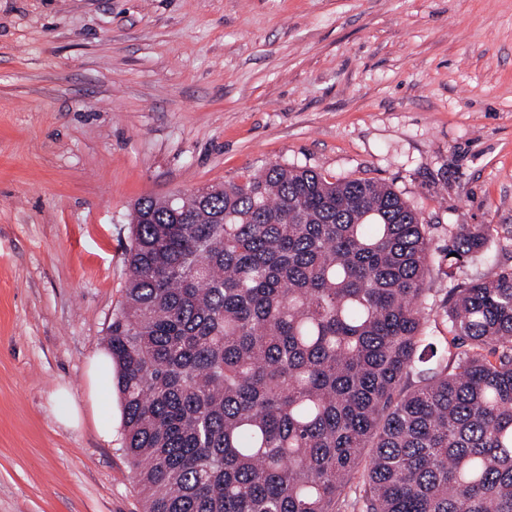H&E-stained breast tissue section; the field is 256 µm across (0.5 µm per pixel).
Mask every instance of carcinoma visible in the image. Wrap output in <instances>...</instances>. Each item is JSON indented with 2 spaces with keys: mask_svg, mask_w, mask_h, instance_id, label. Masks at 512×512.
Segmentation results:
<instances>
[{
  "mask_svg": "<svg viewBox=\"0 0 512 512\" xmlns=\"http://www.w3.org/2000/svg\"><path fill=\"white\" fill-rule=\"evenodd\" d=\"M199 192L134 204L107 330L143 512H512V269L438 313L391 185L272 163ZM492 231H448L445 274Z\"/></svg>",
  "mask_w": 512,
  "mask_h": 512,
  "instance_id": "carcinoma-1",
  "label": "carcinoma"
}]
</instances>
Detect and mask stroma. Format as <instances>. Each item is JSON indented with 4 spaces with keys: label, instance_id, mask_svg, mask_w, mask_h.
<instances>
[{
    "label": "stroma",
    "instance_id": "stroma-1",
    "mask_svg": "<svg viewBox=\"0 0 512 512\" xmlns=\"http://www.w3.org/2000/svg\"><path fill=\"white\" fill-rule=\"evenodd\" d=\"M275 162L400 192L435 308L512 268V0H0V512H141L87 382L128 214ZM458 224L494 231L451 279Z\"/></svg>",
    "mask_w": 512,
    "mask_h": 512
}]
</instances>
